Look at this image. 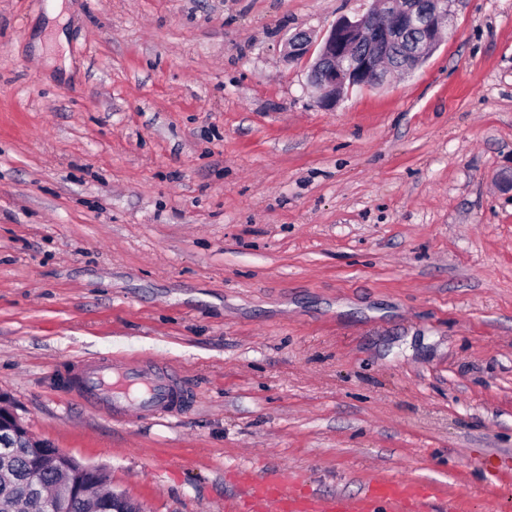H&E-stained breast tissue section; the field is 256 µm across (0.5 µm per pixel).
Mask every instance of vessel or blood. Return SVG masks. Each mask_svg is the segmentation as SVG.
<instances>
[{
    "label": "vessel or blood",
    "instance_id": "vessel-or-blood-1",
    "mask_svg": "<svg viewBox=\"0 0 512 512\" xmlns=\"http://www.w3.org/2000/svg\"><path fill=\"white\" fill-rule=\"evenodd\" d=\"M71 385L91 406L110 408L116 419L131 414L142 420L162 413L174 416L190 404L177 375L158 361L86 360L73 370ZM237 496L246 503V512H420L423 502L408 481L382 482L357 498L305 494L283 468L259 478L241 471Z\"/></svg>",
    "mask_w": 512,
    "mask_h": 512
}]
</instances>
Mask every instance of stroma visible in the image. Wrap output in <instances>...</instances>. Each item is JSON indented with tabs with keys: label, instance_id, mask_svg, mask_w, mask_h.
<instances>
[{
	"label": "stroma",
	"instance_id": "stroma-1",
	"mask_svg": "<svg viewBox=\"0 0 512 512\" xmlns=\"http://www.w3.org/2000/svg\"><path fill=\"white\" fill-rule=\"evenodd\" d=\"M371 3L0 0V394L142 512L276 466L512 512V0L323 109L286 40ZM113 354L193 407L63 386ZM71 376L79 396L95 408H110L113 419L175 416L190 404V394L164 362L95 358L80 363Z\"/></svg>",
	"mask_w": 512,
	"mask_h": 512
}]
</instances>
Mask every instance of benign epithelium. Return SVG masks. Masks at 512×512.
Returning a JSON list of instances; mask_svg holds the SVG:
<instances>
[{"mask_svg":"<svg viewBox=\"0 0 512 512\" xmlns=\"http://www.w3.org/2000/svg\"><path fill=\"white\" fill-rule=\"evenodd\" d=\"M453 0H375L359 18L342 17L328 30L322 41L308 31H299L288 39V58L310 62V82L317 88V103L324 109L336 106L345 86L372 87L383 80L380 60L390 55V48L410 33L415 40L396 62L400 70H415L430 57L444 31L454 27ZM0 447H12L10 431L16 414L1 410ZM86 483L74 487L70 498L96 500L97 473L88 470Z\"/></svg>","mask_w":512,"mask_h":512,"instance_id":"1","label":"benign epithelium"}]
</instances>
